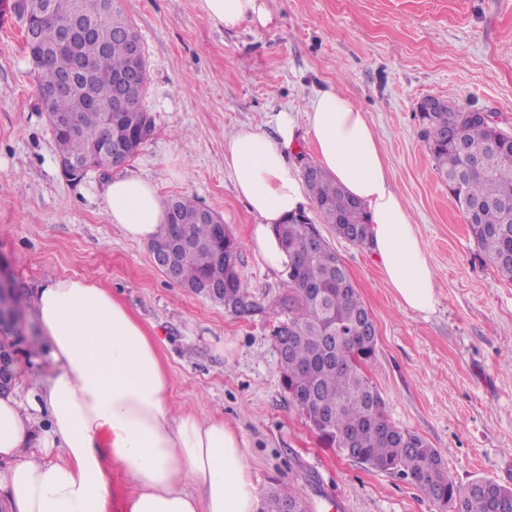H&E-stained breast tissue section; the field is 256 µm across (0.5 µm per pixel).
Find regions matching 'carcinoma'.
<instances>
[{
    "mask_svg": "<svg viewBox=\"0 0 512 512\" xmlns=\"http://www.w3.org/2000/svg\"><path fill=\"white\" fill-rule=\"evenodd\" d=\"M20 19L36 27L44 60L34 67L37 86L56 81L72 69L76 59L92 62L86 74L73 72L74 85L62 110L86 127L76 135L51 128L58 155L80 161L98 134L93 99L112 102V83L129 66V38L137 35L119 0H20ZM138 87L115 106L112 129L124 138L147 125L151 117L141 106L146 83V61H141ZM420 134L443 182L461 210L470 234L486 259L512 281V135L495 131L481 121L465 120L448 107L418 113ZM465 144L479 157L473 166L460 150ZM312 204L340 237L358 245L367 243L369 224L364 207L351 198L316 164L304 169ZM167 223L155 241H184L173 254L176 282L211 297L229 313L248 309V294L240 280L226 283L224 263L216 254H238L230 234L220 237L216 225L204 219V210L187 197L166 201ZM314 223L304 212L277 225L289 262L286 265L288 323L279 331L290 346L280 358L284 387L295 406L330 446L380 471L400 473L437 504L439 512H512V487L487 479L466 486L456 484L442 464L437 449L424 438L392 424L383 411V399L366 374L375 360L376 343L366 336L368 308L357 288L346 282L345 264L329 245L314 248L309 236ZM304 512L287 488L265 495L258 512Z\"/></svg>",
    "mask_w": 512,
    "mask_h": 512,
    "instance_id": "1",
    "label": "carcinoma"
}]
</instances>
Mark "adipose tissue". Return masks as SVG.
<instances>
[{"mask_svg":"<svg viewBox=\"0 0 512 512\" xmlns=\"http://www.w3.org/2000/svg\"><path fill=\"white\" fill-rule=\"evenodd\" d=\"M200 2L228 29L272 19L268 0ZM306 119L318 165L364 205L368 246L396 299L432 312L434 267L365 112L329 87L311 100ZM278 133L273 139L244 127L224 148L235 192L258 219L251 244L273 269L288 261L273 229L306 201L286 159L296 137L292 117L282 115ZM104 214L126 238L148 244L166 222V205L154 180L120 176L106 187ZM33 310L55 369L25 396L0 393V500L11 512H107L116 478L135 487L126 512H256L241 438L223 421L172 412L156 342L109 289L51 278L36 289Z\"/></svg>","mask_w":512,"mask_h":512,"instance_id":"1","label":"adipose tissue"}]
</instances>
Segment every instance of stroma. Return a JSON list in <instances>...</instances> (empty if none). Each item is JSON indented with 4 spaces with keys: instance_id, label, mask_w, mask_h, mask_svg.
<instances>
[{
    "instance_id": "obj_1",
    "label": "stroma",
    "mask_w": 512,
    "mask_h": 512,
    "mask_svg": "<svg viewBox=\"0 0 512 512\" xmlns=\"http://www.w3.org/2000/svg\"><path fill=\"white\" fill-rule=\"evenodd\" d=\"M13 2L0 0V264L21 290L10 339L18 390L52 368L33 317L36 288L85 278L110 289L156 340L173 412L238 433L259 493L288 485L307 512H439L400 474L328 447L293 404L276 352L286 274L252 249L256 218L224 166L238 129L277 138L284 112L298 123L289 165L315 163L305 111L332 86L366 112L436 272L434 311L405 309L369 247L319 227L373 315L368 374L384 413L436 448L458 484H512V282L475 246L415 117L422 98L449 96L512 133V0H269L271 22L233 30L207 18L200 0H120L145 47L152 130L126 165L78 180L59 167ZM132 174L222 218L249 312L228 313L169 280L148 246L106 220L107 183Z\"/></svg>"
}]
</instances>
